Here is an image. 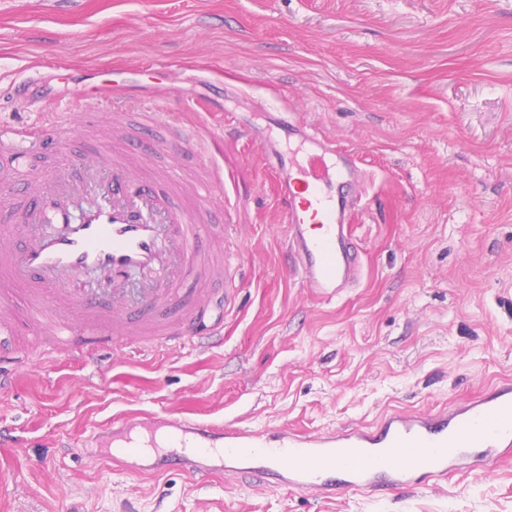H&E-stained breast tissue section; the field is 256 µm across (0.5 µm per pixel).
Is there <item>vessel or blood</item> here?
Segmentation results:
<instances>
[{
  "mask_svg": "<svg viewBox=\"0 0 512 512\" xmlns=\"http://www.w3.org/2000/svg\"><path fill=\"white\" fill-rule=\"evenodd\" d=\"M126 81L84 85L81 95L109 111L126 110ZM149 119L139 141L114 154L85 145L93 162H60L51 180L29 178L19 192L28 200L11 216L0 196V289H21L31 300L37 334L66 352L73 336L110 329V342L128 356L148 347L143 336L181 337L193 344L221 331L238 285L229 253L206 242L210 204L224 190V173L185 189L177 169H145L155 150L203 144L143 98ZM279 125L301 134V156L276 160L280 203L288 223L293 268L325 300L358 283L362 264L349 217L362 195L365 174L351 155L288 118ZM34 154L48 144L43 125H0V143ZM196 284L184 298L185 281ZM110 446L138 474L225 472L253 486L288 487L317 498L363 488L396 492L437 484L469 472L484 476L512 457V384L435 411L395 410L376 425H346L310 434L281 428L256 431L178 416H130Z\"/></svg>",
  "mask_w": 512,
  "mask_h": 512,
  "instance_id": "b4317fda",
  "label": "vessel or blood"
}]
</instances>
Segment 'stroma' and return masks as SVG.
Returning a JSON list of instances; mask_svg holds the SVG:
<instances>
[{"label": "stroma", "instance_id": "stroma-1", "mask_svg": "<svg viewBox=\"0 0 512 512\" xmlns=\"http://www.w3.org/2000/svg\"><path fill=\"white\" fill-rule=\"evenodd\" d=\"M159 64L166 77L128 95L166 99L223 167L237 304L215 345L90 362L79 336L66 355L11 344L0 512H512V459L325 501L60 446L130 413L317 433L512 381V0H0V122L80 115V71ZM285 111L371 178L350 216L362 278L332 300L286 270L270 170ZM138 134L104 113L56 146L119 150Z\"/></svg>", "mask_w": 512, "mask_h": 512}]
</instances>
